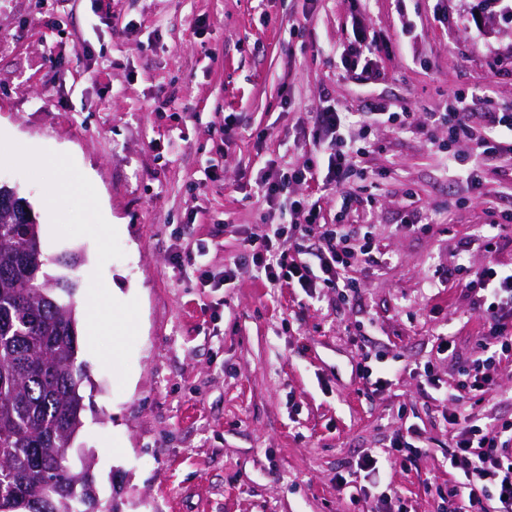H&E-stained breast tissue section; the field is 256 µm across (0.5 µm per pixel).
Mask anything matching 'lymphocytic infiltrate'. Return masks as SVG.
Here are the masks:
<instances>
[{
    "label": "lymphocytic infiltrate",
    "instance_id": "f902f5d3",
    "mask_svg": "<svg viewBox=\"0 0 512 512\" xmlns=\"http://www.w3.org/2000/svg\"><path fill=\"white\" fill-rule=\"evenodd\" d=\"M311 131L304 142L305 158L285 162L279 169L264 173L256 183V193L268 206L271 223L262 238L245 239L243 246L254 267V276L268 286L287 284L316 296L318 289H336L341 299L355 293L359 281L352 276L351 258L361 252L366 263H373L371 233L345 224L326 223L322 214L324 197L335 196L340 208H347L352 197L345 186L353 176L363 147L353 145L351 120L333 106L310 113ZM472 115L458 107L448 115V139H467L475 144V161L496 153L503 137H512V113L492 112L482 131H475ZM317 182L319 193L292 202L295 215L291 234H284L277 218L281 204L293 184ZM313 241V260H302L306 241ZM449 287L470 297L473 309L485 321L480 340L482 353L472 360L461 383L462 388L483 394L492 384L488 374L497 357L512 351V266L488 262L480 271L448 276ZM453 428L448 461L462 479L450 488L451 496L466 495L470 503L490 500L489 512H512V421L486 428L471 416L457 412L448 416Z\"/></svg>",
    "mask_w": 512,
    "mask_h": 512
}]
</instances>
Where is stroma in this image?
Wrapping results in <instances>:
<instances>
[{
	"instance_id": "35a3bbf8",
	"label": "stroma",
	"mask_w": 512,
	"mask_h": 512,
	"mask_svg": "<svg viewBox=\"0 0 512 512\" xmlns=\"http://www.w3.org/2000/svg\"><path fill=\"white\" fill-rule=\"evenodd\" d=\"M512 0H0V133L70 154L95 183L123 258L99 264L86 236L54 239L42 186L0 169L41 226L44 252L81 251L77 308L90 277L139 301L126 383L88 347L94 408L75 454L92 456L102 503L122 512H481L448 489V416L480 425L512 419V352L490 368L484 397L441 399L479 354L484 322L469 296L434 287L461 241L486 223V202L512 213V151L482 167L480 186L445 174L474 145L448 125L372 122L371 146L350 180L355 201L328 221L371 225L386 265L352 260L348 300L322 289L271 288L251 263L234 287L223 272L244 237L264 236L267 205L245 198L268 163L301 156L307 113L331 105L365 115L451 112L465 100L475 129L512 111ZM376 50L349 67L354 29ZM235 126L225 131V117ZM191 253L195 267L177 263ZM234 264V263H233ZM449 334L456 361L437 350ZM396 363L390 383L362 377L364 356ZM428 372H421V365ZM414 428L428 449L395 448ZM381 465L372 496L339 494L368 451ZM387 501H378L379 492Z\"/></svg>"
}]
</instances>
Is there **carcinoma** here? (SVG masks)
Segmentation results:
<instances>
[{
    "mask_svg": "<svg viewBox=\"0 0 512 512\" xmlns=\"http://www.w3.org/2000/svg\"><path fill=\"white\" fill-rule=\"evenodd\" d=\"M82 261L44 253L39 223L0 201V512H90L98 502L93 460L67 452L92 408L77 282L64 273ZM45 483L54 485L48 500Z\"/></svg>",
    "mask_w": 512,
    "mask_h": 512,
    "instance_id": "obj_1",
    "label": "carcinoma"
}]
</instances>
